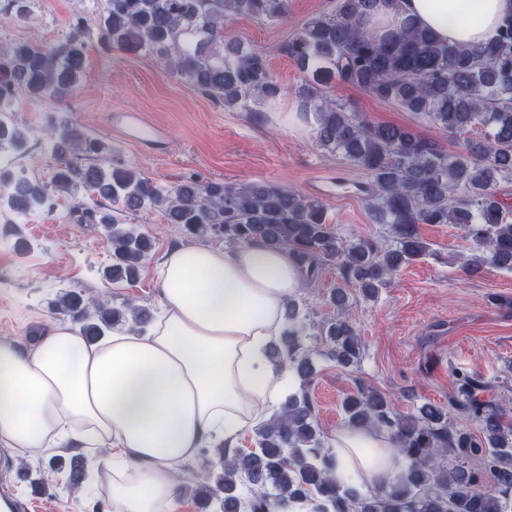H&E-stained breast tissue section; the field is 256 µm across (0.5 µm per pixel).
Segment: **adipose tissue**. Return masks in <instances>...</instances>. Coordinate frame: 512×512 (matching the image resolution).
Masks as SVG:
<instances>
[{
	"mask_svg": "<svg viewBox=\"0 0 512 512\" xmlns=\"http://www.w3.org/2000/svg\"><path fill=\"white\" fill-rule=\"evenodd\" d=\"M461 11L470 23L455 22ZM408 18L442 41L485 44L512 19V0H394L369 27L382 37ZM156 275L161 313L146 332L116 329L90 344L56 322L26 347L0 339V447L86 454L108 480L112 512H182L178 465L203 448L233 454L287 384L268 351L304 283L291 253L176 245ZM395 446L387 433L350 426L330 444L337 475L371 487L396 477Z\"/></svg>",
	"mask_w": 512,
	"mask_h": 512,
	"instance_id": "ef3b65f1",
	"label": "adipose tissue"
}]
</instances>
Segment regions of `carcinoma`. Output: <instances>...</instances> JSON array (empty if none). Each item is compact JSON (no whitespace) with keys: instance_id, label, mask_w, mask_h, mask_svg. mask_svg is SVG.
Returning a JSON list of instances; mask_svg holds the SVG:
<instances>
[{"instance_id":"carcinoma-1","label":"carcinoma","mask_w":512,"mask_h":512,"mask_svg":"<svg viewBox=\"0 0 512 512\" xmlns=\"http://www.w3.org/2000/svg\"><path fill=\"white\" fill-rule=\"evenodd\" d=\"M385 0H335L329 13L309 18L280 52L304 74L299 111L314 125L323 150L341 154L372 176L370 214L388 224L394 248L366 238L343 240L329 223L324 204L271 183H202L193 177L161 186L133 167L112 165V149L64 121L44 136L43 148L57 161L51 184L28 178L15 167L27 154L29 136L11 118L19 96L61 112L85 71L90 40L75 23L52 44L17 42L0 55V183L8 186L3 206L19 214L42 212L55 194L74 201L72 212L100 224L112 252L104 276L135 282L154 247L152 235L127 217L158 209L185 237H224L229 244L262 242L301 259L336 264L340 278L367 298L387 286L401 266L426 254L421 224H460L479 253L464 264L472 276L485 267L512 270V207L501 185L512 183V20L495 42L468 47L441 41L431 30L406 21L383 38L365 18ZM34 0H3L4 22L24 21ZM288 0H107L98 40L105 47L149 56L224 109L261 112L282 93L260 51L228 35L235 16L274 20ZM361 87L413 118L458 139L445 148L394 125L372 124L325 94L335 81ZM92 193L112 202V211L83 206ZM340 311L320 335L331 357L349 368L361 343L346 311L349 297L336 288ZM56 307L93 343L118 327L141 331L149 310L128 300L114 306L87 300L69 289ZM286 327L270 346L275 366L288 369L299 388L255 428V448L230 458L216 449L220 469L191 487L215 512H270L278 504H300L309 512H505L512 498V421L478 394L488 382L476 373H454L461 397L448 406L426 403L416 414L396 415L380 391L358 384L343 402L346 424L389 433L402 467L388 485L363 495L336 475L333 456L317 426L310 386L316 373L302 341L306 324L298 303L285 305ZM480 423L475 435L451 422L453 412ZM461 461L448 469L447 455Z\"/></svg>"}]
</instances>
